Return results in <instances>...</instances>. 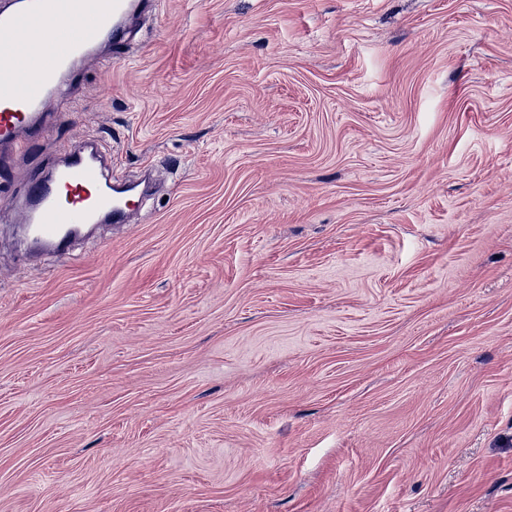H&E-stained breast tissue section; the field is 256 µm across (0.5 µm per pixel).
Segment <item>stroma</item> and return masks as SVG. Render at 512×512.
I'll return each mask as SVG.
<instances>
[{
	"mask_svg": "<svg viewBox=\"0 0 512 512\" xmlns=\"http://www.w3.org/2000/svg\"><path fill=\"white\" fill-rule=\"evenodd\" d=\"M0 154V512H512V0H154ZM130 224L14 247L59 149Z\"/></svg>",
	"mask_w": 512,
	"mask_h": 512,
	"instance_id": "obj_1",
	"label": "stroma"
}]
</instances>
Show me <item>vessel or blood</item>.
I'll use <instances>...</instances> for the list:
<instances>
[{"label":"vessel or blood","instance_id":"obj_1","mask_svg":"<svg viewBox=\"0 0 512 512\" xmlns=\"http://www.w3.org/2000/svg\"><path fill=\"white\" fill-rule=\"evenodd\" d=\"M143 0H19L0 12V147L21 146L25 133L45 122L48 104L69 108L63 87L89 53L91 40L128 38L121 25ZM83 35H74L72 22ZM138 185L112 184L96 141L65 145L58 165L35 173L17 205L18 221L32 241L66 254L90 226L125 224L139 209Z\"/></svg>","mask_w":512,"mask_h":512}]
</instances>
